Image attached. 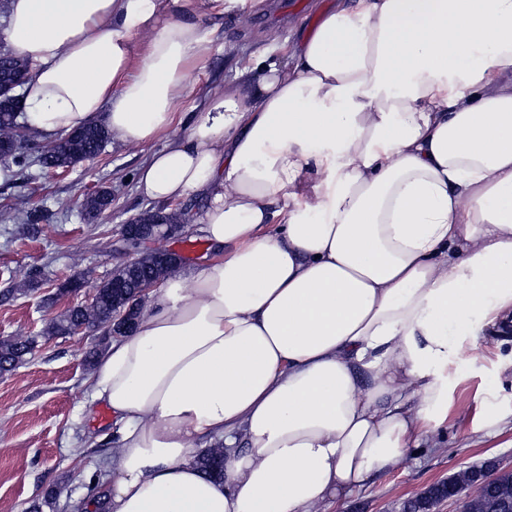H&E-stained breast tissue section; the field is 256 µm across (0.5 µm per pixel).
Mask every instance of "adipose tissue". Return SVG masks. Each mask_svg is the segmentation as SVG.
<instances>
[{
  "mask_svg": "<svg viewBox=\"0 0 512 512\" xmlns=\"http://www.w3.org/2000/svg\"><path fill=\"white\" fill-rule=\"evenodd\" d=\"M262 0H9L36 135L141 144L210 245L96 364L106 512H319L448 417V366L512 318V0H341L247 91L184 112L205 14ZM152 37L141 52L133 39ZM223 448L224 477L197 458Z\"/></svg>",
  "mask_w": 512,
  "mask_h": 512,
  "instance_id": "adipose-tissue-1",
  "label": "adipose tissue"
}]
</instances>
